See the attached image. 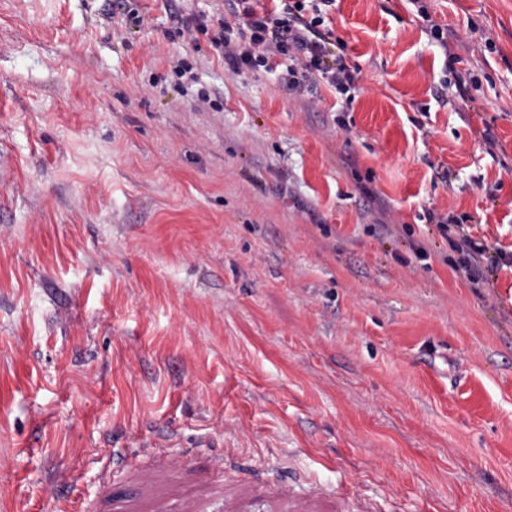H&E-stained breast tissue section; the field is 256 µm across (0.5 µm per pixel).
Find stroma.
<instances>
[{
    "label": "stroma",
    "mask_w": 512,
    "mask_h": 512,
    "mask_svg": "<svg viewBox=\"0 0 512 512\" xmlns=\"http://www.w3.org/2000/svg\"><path fill=\"white\" fill-rule=\"evenodd\" d=\"M224 10L0 0V512H152L117 473L163 459L206 512H512V270L423 218L512 251V0H335L355 84L292 96L181 36ZM436 226L441 232L442 236L448 239L450 247L462 255L456 271L464 273V275L472 281L473 284L479 283V278L475 272V268H481V264L486 260L491 272L497 271L503 265L512 267L511 263L507 260V253L502 249H495L493 254H490V248L483 242L475 241L468 233H464L461 224H456L459 228L458 237L448 236V232H452L448 224V216L441 217L436 222ZM461 230V231H460ZM274 496L277 500L288 501L290 512H316L317 507L311 503V499L297 497L293 489L287 485H279L274 490ZM313 500V499H312Z\"/></svg>",
    "instance_id": "obj_1"
}]
</instances>
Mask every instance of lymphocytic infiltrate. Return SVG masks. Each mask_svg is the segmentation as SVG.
Returning a JSON list of instances; mask_svg holds the SVG:
<instances>
[{
  "label": "lymphocytic infiltrate",
  "instance_id": "1",
  "mask_svg": "<svg viewBox=\"0 0 512 512\" xmlns=\"http://www.w3.org/2000/svg\"><path fill=\"white\" fill-rule=\"evenodd\" d=\"M226 2L227 13L219 18L211 43L229 71H269L274 67V59L281 56L289 61L283 79L285 91L296 92L316 74L334 88L352 85L353 74L332 57L324 27L321 8L333 5L335 0H310L306 7L299 5L298 0H272L269 9L259 8L255 0ZM436 226L441 234L447 235L450 247L460 254L458 270L469 280H476L481 264H488L494 271L506 265L505 251L490 250L464 232L450 235L447 218L437 220Z\"/></svg>",
  "mask_w": 512,
  "mask_h": 512
}]
</instances>
